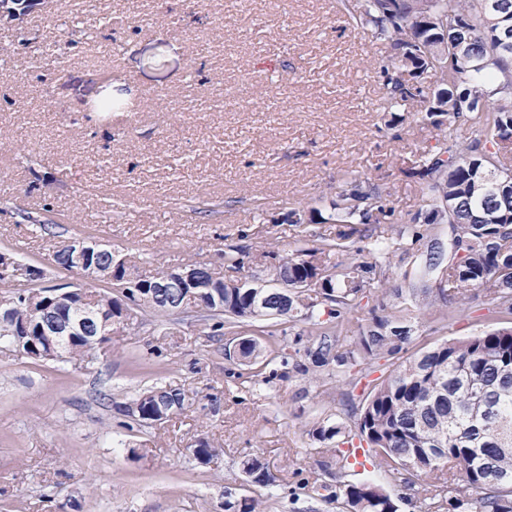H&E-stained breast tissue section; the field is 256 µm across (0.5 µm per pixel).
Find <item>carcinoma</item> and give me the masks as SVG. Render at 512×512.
<instances>
[{
  "label": "carcinoma",
  "mask_w": 512,
  "mask_h": 512,
  "mask_svg": "<svg viewBox=\"0 0 512 512\" xmlns=\"http://www.w3.org/2000/svg\"><path fill=\"white\" fill-rule=\"evenodd\" d=\"M356 23L387 45L383 66L385 125L403 121L397 109L421 98L420 122L437 131L407 171L423 186V205L408 227L385 203L383 189L343 173L329 208L302 204L272 217L276 224H336L334 239L286 256L271 254L274 291L288 285V311L259 306L231 282L220 289L224 318L218 327L241 337L237 355L244 370L230 373L241 386L267 385L287 374L336 372V387L356 389L352 370L409 350L419 315L446 327L457 309L482 297L487 319L512 317V169L503 151L512 142V0H365ZM434 77L425 93L422 75ZM360 247H354V244ZM248 253L230 248L224 267L241 270ZM396 277L406 283L389 287ZM381 298L356 314L367 294ZM28 289L0 276V301L9 319L0 321V342L14 344V332L32 320ZM183 304L178 288L140 305L156 317L172 316ZM294 331L305 342V363H291L280 341L258 350L259 338ZM80 336L59 338V363L89 356ZM171 399L157 387L141 392L132 411L154 423L156 399ZM312 437L325 471L351 467L353 449L371 448L372 465L399 485L427 480L424 512H512V327L446 340L404 358L378 377L352 406V418L326 417ZM202 463L218 455L207 439L192 450ZM245 479L270 489L274 475L254 456L243 463ZM301 489L311 500L342 499L347 512H398L383 487L363 480L343 483L327 495L325 484ZM480 496L473 498L471 492Z\"/></svg>",
  "instance_id": "obj_1"
}]
</instances>
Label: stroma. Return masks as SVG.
Returning <instances> with one entry per match:
<instances>
[{
    "mask_svg": "<svg viewBox=\"0 0 512 512\" xmlns=\"http://www.w3.org/2000/svg\"><path fill=\"white\" fill-rule=\"evenodd\" d=\"M364 0H51L0 23V252L44 271L43 286L80 282L52 261L90 236L129 275L194 262L224 267L335 236L334 224H274L293 204L325 205L359 172L409 218L422 204L407 178L435 131L418 100L387 129L381 41L351 14ZM119 111L104 112V100ZM487 328L477 303L447 327L421 317L411 351ZM230 340L208 313L137 312L107 351L71 363L17 357L0 345V512H225L259 497L244 460L261 459L290 488L361 478L419 512L420 488L375 469L326 474L309 450L322 417H346L329 376L290 372L251 392L235 386ZM178 388L183 412L143 427L123 408L140 392ZM219 450L198 463L192 446Z\"/></svg>",
    "mask_w": 512,
    "mask_h": 512,
    "instance_id": "obj_1",
    "label": "stroma"
}]
</instances>
